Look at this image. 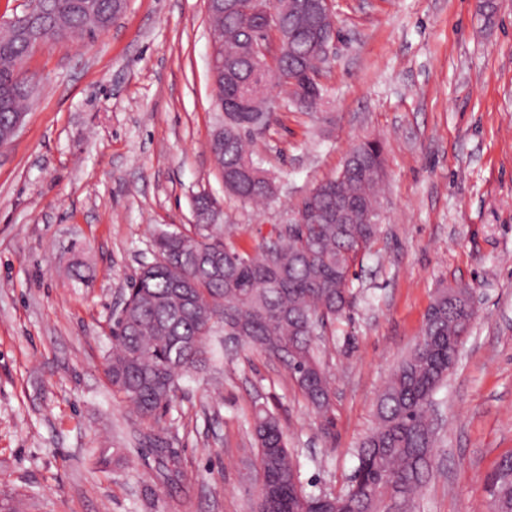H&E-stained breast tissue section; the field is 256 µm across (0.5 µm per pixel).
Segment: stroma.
I'll use <instances>...</instances> for the list:
<instances>
[{
  "label": "stroma",
  "mask_w": 512,
  "mask_h": 512,
  "mask_svg": "<svg viewBox=\"0 0 512 512\" xmlns=\"http://www.w3.org/2000/svg\"><path fill=\"white\" fill-rule=\"evenodd\" d=\"M340 36L315 111L254 137L274 197L224 190L206 0H126L99 36L34 53L23 125L0 148V495L12 512H251L255 403L280 419L305 491H346L377 397L418 341L437 289L468 285L476 317L435 393L434 471L413 512H494L512 454V0H333ZM382 147L378 237L321 360L332 423L285 367L224 343L146 424L105 371L129 281L162 229L218 202L257 253L362 141ZM178 457L167 473L154 439ZM491 481L496 512H512V455L499 462Z\"/></svg>",
  "instance_id": "1"
}]
</instances>
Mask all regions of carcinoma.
Returning a JSON list of instances; mask_svg holds the SVG:
<instances>
[{"mask_svg": "<svg viewBox=\"0 0 512 512\" xmlns=\"http://www.w3.org/2000/svg\"><path fill=\"white\" fill-rule=\"evenodd\" d=\"M123 9V0H37L35 26L0 29V140L30 95L20 80L37 43L68 34L100 33ZM217 41L232 71L215 94L224 97V142L215 144L228 193L244 202L274 194L251 152L255 133L278 111L315 108L322 91L315 77L322 59L300 13L281 17L284 61L277 84L289 87L274 111L256 104L268 98L270 78L246 58L253 21L209 11ZM351 161L316 186L297 209L305 224H290L251 255L225 241L214 224L196 225V236L160 231L150 267L129 286L133 306L114 321L106 373L142 421L156 419L172 402L180 376L203 362L213 326L282 362L310 408L328 425L333 381L316 349L329 323L354 300L353 268L379 227L371 223L383 177L378 145L350 150ZM470 305L469 288H442L431 304L414 348L390 373L376 402V424L356 451L349 489L311 494L297 486L298 463L287 448L279 419L265 405L251 419L260 480L255 512H411L432 473L436 425L433 396L454 365L465 335L450 306ZM496 512H512V455L492 475Z\"/></svg>", "mask_w": 512, "mask_h": 512, "instance_id": "1", "label": "carcinoma"}]
</instances>
